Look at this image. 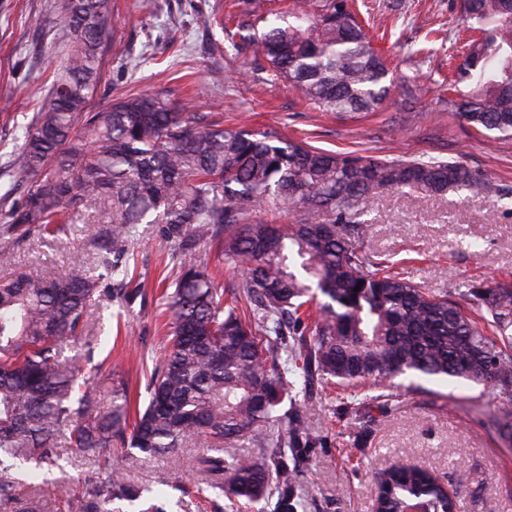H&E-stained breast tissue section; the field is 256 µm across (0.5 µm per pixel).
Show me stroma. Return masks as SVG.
I'll return each instance as SVG.
<instances>
[{
  "label": "stroma",
  "mask_w": 512,
  "mask_h": 512,
  "mask_svg": "<svg viewBox=\"0 0 512 512\" xmlns=\"http://www.w3.org/2000/svg\"><path fill=\"white\" fill-rule=\"evenodd\" d=\"M366 2L374 9L375 43L394 69L381 111L361 117L320 111L255 59L253 24L273 9L272 0H112L115 40L90 106L164 91L177 106L212 113L228 127L245 125L328 151L458 160L511 191L512 140L477 135L447 110L442 82L448 57L457 50V0ZM60 3L0 0V184L52 83L51 60L65 52L54 40ZM87 216L88 223L69 225L55 241L34 236L12 244L16 269L50 278L74 264L92 263L88 241L107 215L94 205ZM366 220V243L427 292H463L475 282L512 276V209L497 208L481 195L387 191ZM130 266L137 297L102 309L100 321L91 324V346L75 352L99 367V379L111 371L120 374L143 405L146 375L168 345L162 293L178 275L180 259L151 225L142 224ZM482 392L467 381L432 380L424 391L372 408L359 421L337 400L335 388L315 391L313 400L298 404L321 442L300 458L297 512H373L375 477L397 464L444 476L461 512H512V442L483 407ZM198 453L191 439L177 454L149 462L114 452L113 468L143 491L134 502H114V512H146L152 505L162 512H249L206 491L210 476L197 468ZM62 464L63 473L49 482L42 470L31 469L19 502H0V512H63L67 499L83 493L96 464L72 453ZM161 472L168 485H156Z\"/></svg>",
  "instance_id": "1"
}]
</instances>
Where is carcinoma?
<instances>
[{"mask_svg": "<svg viewBox=\"0 0 512 512\" xmlns=\"http://www.w3.org/2000/svg\"><path fill=\"white\" fill-rule=\"evenodd\" d=\"M112 0H62L56 39L67 53L40 111L25 127L15 159L24 201L0 207V238L55 236L98 203L110 226L93 236L91 267L52 278L12 268L0 250V499L25 485V465L52 473L63 451L100 460L113 446L152 459L200 440L199 467L219 476L216 495L247 503L276 500L296 512L298 465L288 454L320 443L299 411L280 412L300 389L335 384L356 391L382 385V405L422 389L421 380L483 385L500 433H512V281L468 291L472 307L431 294L391 271L363 242L364 216L383 192H508L459 161L385 160L326 151L268 133L226 128L201 112L147 92L88 110L104 53L113 41ZM470 32L448 81V111L486 138L512 139V0H459ZM255 44L273 72L325 112H376L390 93L386 59L364 30L356 0H288L266 20ZM263 202L294 209V224L252 219ZM159 224L183 257L166 295L171 344L147 376V405L129 423L126 382L106 385L64 355L87 336L89 316L128 302L137 225ZM245 270L238 307L201 249ZM321 293L311 317L303 308ZM412 378L406 386L395 383ZM258 452L224 457V445ZM375 512H457L443 479L395 465L377 480ZM123 474L98 480L68 501L70 512H112L137 500Z\"/></svg>", "mask_w": 512, "mask_h": 512, "instance_id": "cac0c4a2", "label": "carcinoma"}]
</instances>
